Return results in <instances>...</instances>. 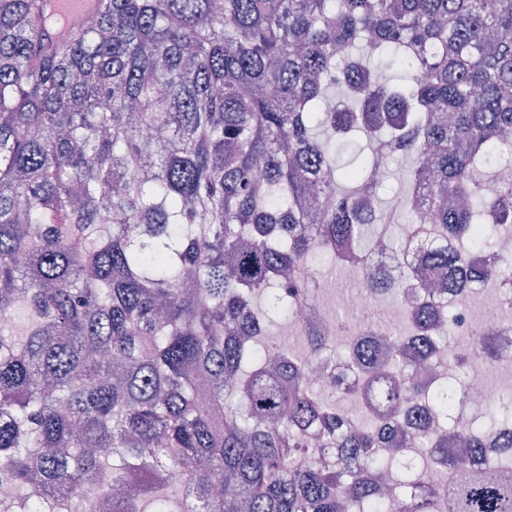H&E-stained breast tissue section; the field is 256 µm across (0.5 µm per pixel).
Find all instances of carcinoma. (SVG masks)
Here are the masks:
<instances>
[{
  "instance_id": "obj_1",
  "label": "carcinoma",
  "mask_w": 512,
  "mask_h": 512,
  "mask_svg": "<svg viewBox=\"0 0 512 512\" xmlns=\"http://www.w3.org/2000/svg\"><path fill=\"white\" fill-rule=\"evenodd\" d=\"M52 37L47 0H0V496L14 512H512V394L457 425L465 388L428 362H494L498 337L452 356L471 289L512 285V0H103ZM359 132L341 170L329 143ZM409 160L404 205L379 191ZM412 275L373 262L380 224ZM319 255L396 300L405 328L350 338L348 386H311L334 333L265 324L313 302ZM421 342L413 356L404 347ZM360 410L354 417L336 399ZM418 431L444 483L398 475L387 432ZM463 446L448 454V443ZM104 471L100 487L74 478Z\"/></svg>"
}]
</instances>
